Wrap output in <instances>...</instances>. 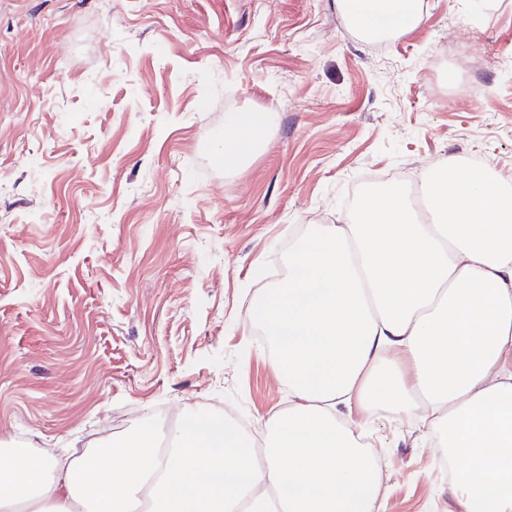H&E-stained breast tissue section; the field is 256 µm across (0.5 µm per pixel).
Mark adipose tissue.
Masks as SVG:
<instances>
[{"label": "adipose tissue", "instance_id": "adipose-tissue-1", "mask_svg": "<svg viewBox=\"0 0 512 512\" xmlns=\"http://www.w3.org/2000/svg\"><path fill=\"white\" fill-rule=\"evenodd\" d=\"M362 39L396 37L422 0H336ZM268 115L242 112L224 140L235 167ZM423 209L396 186L366 196L358 221L307 235L254 321L273 341L292 400L263 454L228 420L186 418L166 454L145 433L64 464L12 448L0 505L75 512H382L381 473L350 409L386 403L443 430L460 512H512V186L451 164L424 177Z\"/></svg>", "mask_w": 512, "mask_h": 512}]
</instances>
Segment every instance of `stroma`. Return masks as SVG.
Returning a JSON list of instances; mask_svg holds the SVG:
<instances>
[{
	"label": "stroma",
	"mask_w": 512,
	"mask_h": 512,
	"mask_svg": "<svg viewBox=\"0 0 512 512\" xmlns=\"http://www.w3.org/2000/svg\"><path fill=\"white\" fill-rule=\"evenodd\" d=\"M251 110L264 146L226 172ZM476 156L512 183V0H424L379 50L334 0H0V449L66 461L159 407L265 436L289 390L251 314L288 245ZM352 421L384 512H456L429 435ZM267 122L268 112H240L232 119L229 130L234 137L224 140L225 167L238 166L258 149ZM242 137H246L244 142H240Z\"/></svg>",
	"instance_id": "1"
}]
</instances>
